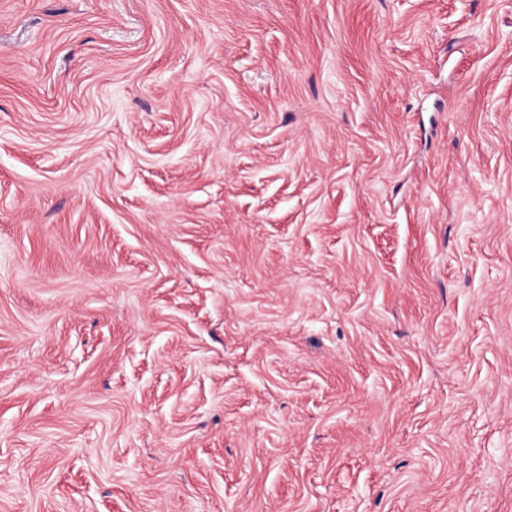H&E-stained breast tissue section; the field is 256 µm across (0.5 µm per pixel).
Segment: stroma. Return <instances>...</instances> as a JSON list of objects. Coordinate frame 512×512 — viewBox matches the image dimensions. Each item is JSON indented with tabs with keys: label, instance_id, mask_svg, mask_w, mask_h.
<instances>
[{
	"label": "stroma",
	"instance_id": "obj_1",
	"mask_svg": "<svg viewBox=\"0 0 512 512\" xmlns=\"http://www.w3.org/2000/svg\"><path fill=\"white\" fill-rule=\"evenodd\" d=\"M0 512H512V0H0Z\"/></svg>",
	"mask_w": 512,
	"mask_h": 512
}]
</instances>
